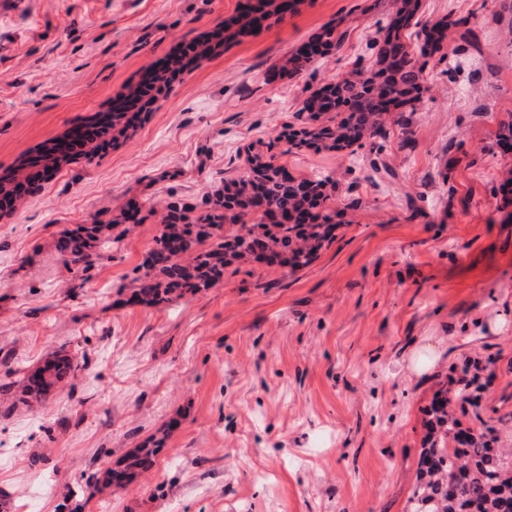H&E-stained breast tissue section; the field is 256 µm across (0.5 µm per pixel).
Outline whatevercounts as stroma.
<instances>
[{"instance_id":"obj_1","label":"stroma","mask_w":512,"mask_h":512,"mask_svg":"<svg viewBox=\"0 0 512 512\" xmlns=\"http://www.w3.org/2000/svg\"><path fill=\"white\" fill-rule=\"evenodd\" d=\"M240 0H14L0 8V175L104 110L179 43L232 21ZM373 0H303L281 24L182 75L117 148L63 167L23 213L0 219V495L8 512H404L424 411L465 360L486 364L480 408L512 446V217L498 192L512 153V11L501 0H421L433 23L466 17L409 129L282 157L337 182L345 221L309 265L245 261L204 294L129 305L159 230L150 202L196 207L238 175L251 144L300 125L310 89L375 59ZM344 18L314 69L283 57ZM138 204L145 220L73 287L62 228ZM433 365L413 369L415 352ZM86 358L70 386L23 403L16 369ZM148 479L105 486L113 462L159 428Z\"/></svg>"}]
</instances>
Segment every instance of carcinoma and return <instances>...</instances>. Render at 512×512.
<instances>
[{
    "label": "carcinoma",
    "instance_id": "carcinoma-1",
    "mask_svg": "<svg viewBox=\"0 0 512 512\" xmlns=\"http://www.w3.org/2000/svg\"><path fill=\"white\" fill-rule=\"evenodd\" d=\"M255 10L252 0L241 4V14L226 25L199 36L193 43L195 56L188 62L173 60L187 71L219 50L224 49V33L235 29L244 34L258 30L262 22L277 25L287 14L294 13L302 0H293L283 10L280 0H260ZM389 22L379 28L380 39L373 42L374 62L333 82L315 89L304 101L307 113L298 127L283 130L259 146H250L243 172L224 180V185L209 195L204 208L171 201L162 206L161 228L153 238L141 264L133 269L131 297L128 302L157 307L195 296L216 286L224 279V269L239 261H255L296 270L307 266L317 253L330 243L333 229L342 212L336 209V180L330 176L296 179L278 158L302 151L320 153L342 151L383 132L387 116L398 113L397 122L409 128L428 92L425 71L434 54L443 53L448 30L464 27L469 19H442L432 25H419L420 0H391ZM344 20L326 24L316 36L321 57L335 52L343 43ZM416 39V47L407 40ZM316 56L299 48L281 65L285 74L305 71ZM144 81L133 82L120 97L122 105L112 108L106 127L107 145L114 147L128 137L141 116L152 111L154 104L169 97L173 86L159 88L157 96L139 112L128 117L124 105L142 99ZM503 152L512 150V122H503L496 132ZM279 153L272 149L279 145ZM74 157L61 153L55 143L42 146L34 158L23 159L14 170L0 176V216L18 212L27 197L41 189ZM133 218L129 207L120 208L112 221L61 232L67 239L64 264L73 278L84 281L93 261L101 257L96 249L120 243L129 231ZM79 361L67 354L55 355L44 365L23 373L20 400L46 398L63 381L76 376ZM455 384L474 392L463 398L479 406L481 386L478 376L467 378L469 368ZM448 385L433 395L426 433L419 454L415 483L408 496L405 512H501L512 502V450L499 445L492 429L474 434L467 440L457 439L460 421L449 410ZM170 430L160 429L138 442L119 458L109 473L118 469L124 475L126 489L138 483L156 464L167 447Z\"/></svg>",
    "mask_w": 512,
    "mask_h": 512
}]
</instances>
